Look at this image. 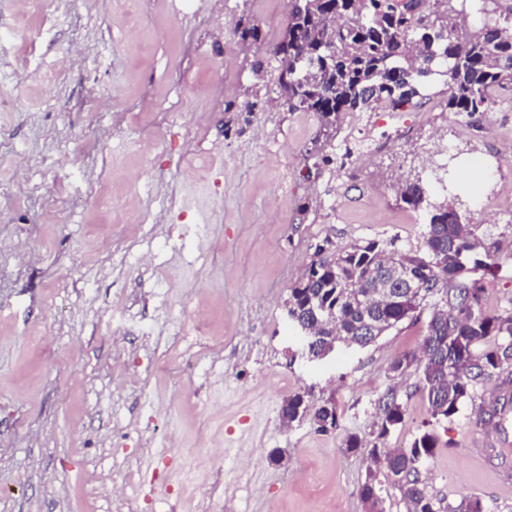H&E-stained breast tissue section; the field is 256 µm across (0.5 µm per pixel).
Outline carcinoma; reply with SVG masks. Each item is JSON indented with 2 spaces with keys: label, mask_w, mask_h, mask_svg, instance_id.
<instances>
[{
  "label": "carcinoma",
  "mask_w": 512,
  "mask_h": 512,
  "mask_svg": "<svg viewBox=\"0 0 512 512\" xmlns=\"http://www.w3.org/2000/svg\"><path fill=\"white\" fill-rule=\"evenodd\" d=\"M486 0H292L281 41L271 58L288 53L277 68L279 98L291 112H311L321 127L336 128L353 112H395L419 106L431 77H445V108L482 117L495 93L512 91V10L491 16ZM401 200L425 213L415 245L368 239L339 247L330 236L290 286L285 308L310 360L337 345L366 347L406 320L427 316L417 350L394 358L396 376L417 375L414 391L427 397L437 421L457 415L479 386L512 369V312L483 311L485 279L497 258L484 244L480 225L458 224L462 203L432 198L417 175L400 187ZM406 264L423 290L390 282ZM310 405L306 394L288 397L282 417L292 424ZM377 439L405 420V403L390 390L377 400ZM311 420L328 433L338 427L336 404L314 408ZM441 447L434 431L407 448L373 444L377 463L359 489L365 505L384 502L382 482L400 494L406 512H484L479 499L459 502L430 493L425 465ZM384 474L385 480L379 479Z\"/></svg>",
  "instance_id": "obj_1"
}]
</instances>
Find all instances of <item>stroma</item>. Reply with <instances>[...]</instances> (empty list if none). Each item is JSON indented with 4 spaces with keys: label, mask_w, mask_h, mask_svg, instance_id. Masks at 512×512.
Instances as JSON below:
<instances>
[{
    "label": "stroma",
    "mask_w": 512,
    "mask_h": 512,
    "mask_svg": "<svg viewBox=\"0 0 512 512\" xmlns=\"http://www.w3.org/2000/svg\"><path fill=\"white\" fill-rule=\"evenodd\" d=\"M137 3L134 16L122 0H69L47 24L0 0V512H365L376 400L406 399L387 447L430 419L415 376L389 371L426 323L311 361L288 288L324 237L417 243L425 227L397 188L437 161L502 253L485 310L512 309V96L463 133L435 82L405 114L407 144L378 157L380 113L325 142L312 113L280 103L273 74H253L287 0H232L220 17L210 0ZM253 23L257 45L239 37ZM334 152L359 178L320 164ZM201 308L226 343L184 385L154 365L179 364L170 351ZM304 391L336 403L337 430L283 424ZM502 395L489 381L437 425L431 493L512 512V486L474 454L496 444L476 416ZM351 433L365 449L343 451ZM115 468L129 475L117 497L101 481ZM305 474L310 491H295Z\"/></svg>",
    "instance_id": "obj_1"
}]
</instances>
